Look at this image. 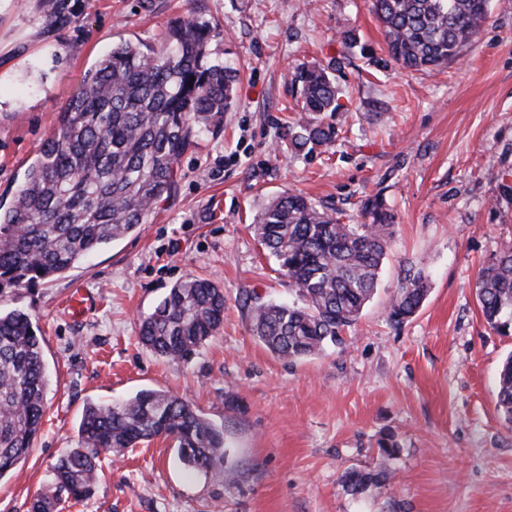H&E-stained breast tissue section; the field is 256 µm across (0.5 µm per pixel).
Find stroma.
Segmentation results:
<instances>
[{
    "mask_svg": "<svg viewBox=\"0 0 512 512\" xmlns=\"http://www.w3.org/2000/svg\"><path fill=\"white\" fill-rule=\"evenodd\" d=\"M0 0V205L10 206L57 113L87 71L123 41L157 46L168 24H216L217 59L240 71L238 102L197 137L178 182L146 224L52 280L14 290L0 309L27 311L42 337L50 385L37 443L0 479V512H30L51 467L78 444L87 403L143 388L189 400L223 427L233 482L186 468L158 438L103 461L89 498L59 512H512V428L497 374L512 335L481 316L475 280L512 243V0L462 57L407 70L387 53L372 0ZM355 34L357 48L339 36ZM336 79L339 135L329 150L291 152L301 98L295 71ZM294 191L359 216L380 196L394 238L377 292L342 345L287 361L251 331L252 297L290 301L287 279L252 230L269 199ZM430 291L391 324L386 306L406 269ZM201 275L224 290V325L189 360L138 341L141 316L173 284ZM98 304L78 320L73 290ZM394 435V480L355 494L351 469L375 467Z\"/></svg>",
    "mask_w": 512,
    "mask_h": 512,
    "instance_id": "stroma-1",
    "label": "stroma"
}]
</instances>
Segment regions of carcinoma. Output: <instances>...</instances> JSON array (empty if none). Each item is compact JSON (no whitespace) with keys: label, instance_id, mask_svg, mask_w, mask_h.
<instances>
[{"label":"carcinoma","instance_id":"obj_1","mask_svg":"<svg viewBox=\"0 0 512 512\" xmlns=\"http://www.w3.org/2000/svg\"><path fill=\"white\" fill-rule=\"evenodd\" d=\"M490 0H373L391 58L409 69L435 70L460 58L489 17ZM217 28L191 17L171 22L155 48L134 42L112 47L60 109L53 134L0 211V296L50 280L135 231L169 195L178 160L194 139L223 126L236 102L238 72L211 61ZM299 118L288 127L290 146H331L336 127L324 121L339 109L334 79L302 69ZM367 224H348L300 193L286 192L262 210L254 230L300 304L256 299L249 306L253 335L275 356H316L343 344L342 334L376 294L393 242L391 215L378 197L365 200ZM429 282L408 269L388 306L402 324L421 309ZM476 297L487 325L512 334V246L479 272ZM224 324V291L194 276L175 283L140 320L139 342L170 360L190 358ZM42 337L22 310L0 312V479L27 459L37 441L48 387ZM497 403L512 425V355L498 376ZM78 447L54 464V490L36 495L32 512H57L61 495L86 498L101 459L164 437L184 465L235 477L226 461L224 429L187 399L146 388L112 405L89 403ZM387 462L352 469L344 482L358 493L388 482Z\"/></svg>","mask_w":512,"mask_h":512}]
</instances>
